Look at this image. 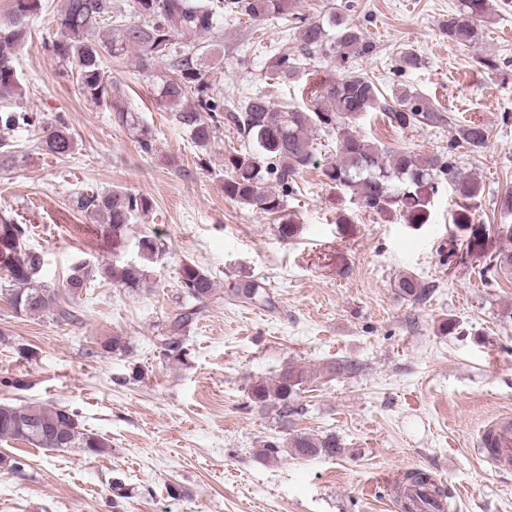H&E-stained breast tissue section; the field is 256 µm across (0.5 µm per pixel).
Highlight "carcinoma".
Instances as JSON below:
<instances>
[{
    "mask_svg": "<svg viewBox=\"0 0 512 512\" xmlns=\"http://www.w3.org/2000/svg\"><path fill=\"white\" fill-rule=\"evenodd\" d=\"M39 6L40 0H12L10 11L0 15V96L19 88L14 49L26 41L28 22L37 15ZM488 6L489 0H460L459 7L441 24L442 33L459 45L477 43L478 26ZM295 7L296 0H132L136 20L131 21L113 0H63L51 50L74 68L87 98L108 106L115 119L132 128L137 117L122 106V89L112 80L104 61L135 51L138 69L150 76L160 62L171 60V76L162 80L157 101L173 112L176 122L201 150L211 145L215 128L223 120L244 133L249 147L224 155V196L275 217L283 240L294 238L300 230V225L284 218L285 197L305 170L319 165L312 136L318 130L334 134L337 143L335 157L323 165V175L337 190L350 195L356 207L380 215L398 212L405 223L421 226L430 222L434 197L440 181L446 178L462 199L451 210V224L466 243L467 252L485 250L489 229L475 222L473 213L482 192L478 179L460 171L450 157L394 153L357 132L358 122L370 112L385 113L388 122L401 129L442 122L444 118L409 88H395L389 99L381 94L356 65L357 59L376 49L359 26L339 13L326 24L307 21L293 12ZM226 13L252 22L285 14L297 20L295 52L272 54L265 78L284 83L294 80L308 61L319 58L333 63L343 71V77L326 82L307 105L299 108H279L263 91L238 101L224 100L214 78L223 64L208 61L204 45L196 43V38L210 32ZM423 63L414 50L398 54L397 66L403 72L418 69ZM18 129L33 133L42 149L53 155L63 157L74 151L65 122L45 121L32 112L0 110L1 165L15 160L11 133ZM487 139L485 125L470 121L454 128L448 150L462 147L476 154ZM269 181L276 187L268 186ZM75 207L93 218L97 232L117 249L123 245L127 224L136 214L149 212L152 203L140 194L102 191L76 196ZM25 237L24 225L0 219V263L6 266L3 282L8 304L24 316L54 311L59 317H70L71 313L59 305V292L38 281L41 259L24 249ZM97 275L134 291L146 281L148 271L144 265L78 262L70 267L65 293L75 299ZM179 282L185 297L183 311L161 343L163 355L175 362L185 357L183 332L202 315L215 292L210 276L192 264L182 265ZM396 288L414 301L425 296L424 286L410 274L400 276ZM227 293L255 306L274 305L269 291L250 280L233 283ZM305 381L306 372L289 364L276 377L253 382L248 390L250 402L261 410H275L286 427L290 417L299 412L298 395ZM0 439L54 451L77 448L89 455L102 454L108 448L101 436L79 424L74 412L43 405L0 402ZM284 451L298 458L336 456L342 447L333 434L314 437L297 433L283 440L272 437L264 441L260 454L276 459Z\"/></svg>",
    "mask_w": 512,
    "mask_h": 512,
    "instance_id": "cac0c4a2",
    "label": "carcinoma"
}]
</instances>
